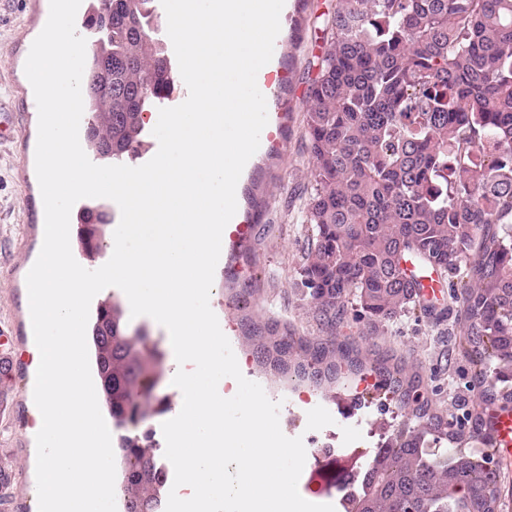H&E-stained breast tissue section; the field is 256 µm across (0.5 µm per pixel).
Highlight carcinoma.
I'll use <instances>...</instances> for the list:
<instances>
[{"label": "carcinoma", "instance_id": "cac0c4a2", "mask_svg": "<svg viewBox=\"0 0 512 512\" xmlns=\"http://www.w3.org/2000/svg\"><path fill=\"white\" fill-rule=\"evenodd\" d=\"M158 18V0H94L88 12L96 59L112 62V97L84 101L96 126L85 142L100 161L141 148L143 114L175 85L166 47L151 35ZM326 30L303 119L313 236L301 271L325 334L299 336L253 315L258 289L245 286L233 295L244 336L260 365L317 384L335 382L344 366L367 368L416 419L374 452L354 512H501L503 464L465 445L492 446L495 414L512 412V0H338ZM105 226L80 215L78 250L97 254ZM409 263L467 278L449 298L462 304L461 351L485 370L477 400L459 398L463 413L450 421L431 411L418 374L336 338L351 299L379 322L434 312ZM89 336L95 373L109 382L104 408L124 432L123 512H161L166 464L138 426L167 400L154 394L163 357L110 297Z\"/></svg>", "mask_w": 512, "mask_h": 512}]
</instances>
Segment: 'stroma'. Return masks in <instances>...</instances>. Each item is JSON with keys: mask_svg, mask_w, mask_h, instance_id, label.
<instances>
[{"mask_svg": "<svg viewBox=\"0 0 512 512\" xmlns=\"http://www.w3.org/2000/svg\"><path fill=\"white\" fill-rule=\"evenodd\" d=\"M337 0H309L300 14L303 40L294 49L292 63L283 60L287 29L295 12V0H287L281 18L282 29L276 39L271 64L274 68L264 96L268 126L273 134L265 147L277 148L278 158L265 171L247 166L239 179L247 184L260 177L266 201L262 221L254 230V257L237 264L239 283L258 288L257 311L293 326L303 336H318L322 326L301 284L311 227L304 222L310 192V158L306 149L303 113L306 109L307 69L323 51V34L315 29L316 16L333 11ZM49 15V0H0V98L18 114L14 141L0 147V323H8L12 334L14 380L5 402L0 403V469L13 475L11 484L0 489V512H34L36 486V441L30 431L33 400L30 352L35 349L25 302L26 276L34 265L42 244L44 207L35 170L38 110L34 92L24 67L34 39L44 28ZM288 114V134L277 133L280 114ZM226 260H219L210 293V306L229 339L242 374L259 383L274 401H298L296 410L301 429L312 432L322 427L336 428L346 441L340 449V464L350 470L358 459L352 442L367 438L358 417H343L330 406L332 389L281 378L259 366L244 339L233 292L226 280ZM130 328H145L147 345L164 356L167 366L162 394L177 404L179 390L172 384L175 356L167 330L147 316L131 319ZM336 335L358 345L363 354L392 355L405 363L408 371L421 374V382L433 401L436 412L448 415L458 397L476 399L470 390L473 365L459 348L460 327L457 312L444 318L416 319L405 313L391 321L371 324L347 314L336 327Z\"/></svg>", "mask_w": 512, "mask_h": 512, "instance_id": "obj_1", "label": "stroma"}]
</instances>
